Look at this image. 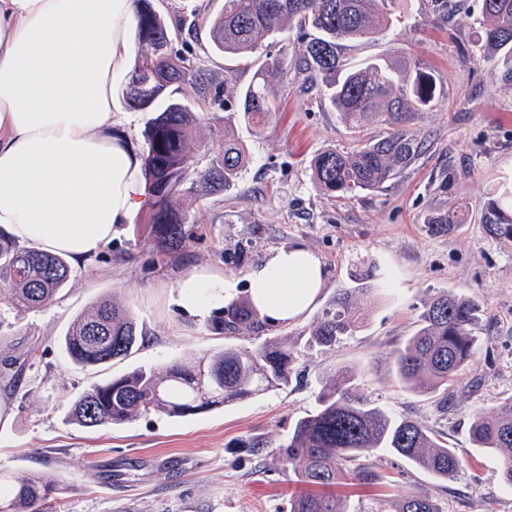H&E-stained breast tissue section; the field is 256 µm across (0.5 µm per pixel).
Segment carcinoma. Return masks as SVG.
<instances>
[{"label": "carcinoma", "mask_w": 512, "mask_h": 512, "mask_svg": "<svg viewBox=\"0 0 512 512\" xmlns=\"http://www.w3.org/2000/svg\"><path fill=\"white\" fill-rule=\"evenodd\" d=\"M405 0H224L212 19V50L241 59L255 69L252 80L221 99V85L194 59L174 51L173 42L195 30L196 23H172L151 0H135L138 51L122 96L129 109L154 112L143 131L148 223L158 251L166 254L182 243L186 216L181 196L207 197L233 188L248 164L243 145L229 129L203 155L190 152L188 136L203 121L204 109L224 105L259 127L276 110L271 82L284 71V59L260 55L292 29L305 31L298 46L301 70L321 79L322 99L341 113L355 136L349 151L327 149L312 162L315 187L330 196L349 198L376 189L404 171L423 142L407 124L413 113L435 97L432 75L416 59L377 58L350 62L341 52L348 41L386 33ZM480 47L493 52L512 70V0H481ZM387 128L374 138L361 136L363 123ZM483 228L491 237L512 242V200L499 197L483 204ZM467 214L453 210L428 224L434 234H452ZM69 263L62 255L20 245L0 233V305L17 312L40 308L68 283ZM484 316L473 298L442 291L424 305L417 327L394 354L405 388L448 399V383L472 361ZM260 322L251 302L229 305L210 317L214 332L234 334ZM361 328L351 296L344 292L323 310L306 344L330 350ZM137 324L111 300H102L68 328L63 343L72 362L82 368L124 358L138 344ZM294 352L263 340L253 348L226 346L207 354L189 369L169 366L161 375L137 369L83 393L69 420L83 427L122 425L142 413L186 417L215 406L264 394L288 385ZM471 444L499 455L501 476L512 486V398L490 413L473 414ZM401 458L444 481L465 466L455 449L409 417H396L360 388L359 372L344 367L325 378L315 408L298 419L279 455L291 467L303 491L292 497L290 512H349L335 489L340 486L389 485L376 470L379 453ZM58 484L45 476L17 480L0 475V512H52ZM393 512H440L427 495L395 503Z\"/></svg>", "instance_id": "carcinoma-1"}]
</instances>
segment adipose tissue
Segmentation results:
<instances>
[{
    "mask_svg": "<svg viewBox=\"0 0 512 512\" xmlns=\"http://www.w3.org/2000/svg\"><path fill=\"white\" fill-rule=\"evenodd\" d=\"M134 0H0V232L81 262L99 254L144 203L143 161L116 132L113 79L124 66ZM271 324L297 320L325 272L301 244L272 253L247 276ZM234 279L185 272L178 303L206 312Z\"/></svg>",
    "mask_w": 512,
    "mask_h": 512,
    "instance_id": "obj_1",
    "label": "adipose tissue"
}]
</instances>
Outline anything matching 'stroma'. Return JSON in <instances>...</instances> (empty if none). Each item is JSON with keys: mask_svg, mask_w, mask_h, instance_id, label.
<instances>
[{"mask_svg": "<svg viewBox=\"0 0 512 512\" xmlns=\"http://www.w3.org/2000/svg\"><path fill=\"white\" fill-rule=\"evenodd\" d=\"M174 19L196 15L197 29L176 47L216 81L243 86L252 69L214 55L209 19L224 0H153ZM480 0H452L440 16L432 0H410L401 22L380 39L345 43L354 63L375 58L421 60L436 95L415 112L411 129L423 142L418 158L394 180L344 201L312 179L314 156L352 144L340 113L297 66L298 31L275 79L277 110L254 130L240 113L216 110L190 133L194 154L232 129L249 164L230 191L208 199L187 194V236L159 258L147 225H123L47 305L0 312V472L43 475L59 491L54 512H289L299 492L279 446L314 406L320 382L344 367L362 376L365 394L388 412L434 429L466 460L448 481L383 455L377 470L392 484L388 498L426 494L441 512H512V489L500 460L473 448L474 412L512 397V244L489 236L485 200L512 188V70L479 50ZM465 203L468 221L453 235L433 234L430 217ZM300 243L322 262L326 284L317 303L288 325L261 324L232 337L212 332L207 317L177 302L191 267L224 272L248 296L246 274L276 250ZM349 288L364 325L332 351L308 347L309 331L339 289ZM442 291L484 309L476 353L448 388V406L406 390L394 353L412 335L425 301ZM115 300L141 332L132 353L102 366H76L63 347L70 323L98 301ZM271 338L298 352L287 386L188 417L153 412L128 423L84 428L69 421L73 401L93 386L138 368L192 364L226 346L253 347Z\"/></svg>", "mask_w": 512, "mask_h": 512, "instance_id": "stroma-1", "label": "stroma"}]
</instances>
